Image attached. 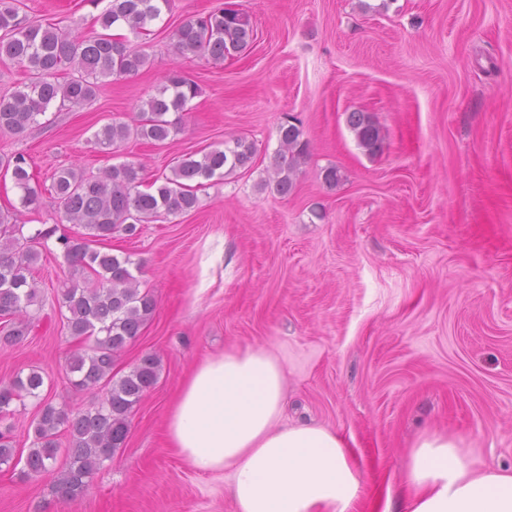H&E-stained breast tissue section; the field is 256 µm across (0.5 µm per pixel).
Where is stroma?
<instances>
[{
	"mask_svg": "<svg viewBox=\"0 0 512 512\" xmlns=\"http://www.w3.org/2000/svg\"><path fill=\"white\" fill-rule=\"evenodd\" d=\"M219 7L249 17L247 50L221 64L174 55L170 26ZM22 10L82 37L100 30L92 0H22ZM137 44L150 57L138 75L100 80L83 109L54 105L25 132L0 133V155L24 153L41 189L22 208L0 169V215L27 237L54 227L77 238L51 188L60 169L135 162L148 185L182 154L237 137L254 143V164L204 182L195 210L100 243L140 264L156 303L115 369L152 353L158 381L80 497L57 500L54 473L2 469L0 512H235L229 478L193 469L165 435L186 374L232 346L279 357L284 423L345 439L366 477L359 512H397L405 456L428 430L511 470L512 0H173ZM173 71L200 88L186 112L169 113L182 127L173 140L95 145L104 125L135 123ZM355 111L382 129L375 155L347 123ZM290 116L308 155L283 197L260 183ZM332 165L341 180L330 188L321 173ZM37 250L45 306L34 335L0 345V383L35 368L42 398L83 410L96 395L69 383L80 343L57 303L72 268L56 239Z\"/></svg>",
	"mask_w": 512,
	"mask_h": 512,
	"instance_id": "stroma-1",
	"label": "stroma"
}]
</instances>
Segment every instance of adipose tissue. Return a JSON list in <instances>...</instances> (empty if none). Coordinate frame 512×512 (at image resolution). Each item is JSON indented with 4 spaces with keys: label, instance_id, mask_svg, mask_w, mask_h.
Returning a JSON list of instances; mask_svg holds the SVG:
<instances>
[{
    "label": "adipose tissue",
    "instance_id": "1",
    "mask_svg": "<svg viewBox=\"0 0 512 512\" xmlns=\"http://www.w3.org/2000/svg\"><path fill=\"white\" fill-rule=\"evenodd\" d=\"M286 376L264 347L203 358L172 405L166 436L194 469L231 480L235 512H357L364 477L335 431L282 424ZM405 512H512V470L480 467L448 433L413 446Z\"/></svg>",
    "mask_w": 512,
    "mask_h": 512
}]
</instances>
